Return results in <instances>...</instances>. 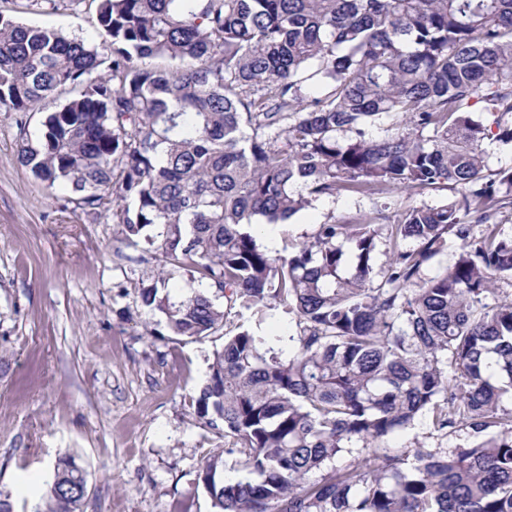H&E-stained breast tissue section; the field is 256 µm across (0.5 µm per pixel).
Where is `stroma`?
<instances>
[{"label":"stroma","instance_id":"35a3bbf8","mask_svg":"<svg viewBox=\"0 0 512 512\" xmlns=\"http://www.w3.org/2000/svg\"><path fill=\"white\" fill-rule=\"evenodd\" d=\"M98 0H0V13L67 35L97 28ZM41 113L0 112V501L35 512L56 460L84 470L80 512H213L199 481L224 449L193 403L222 336L165 335L137 282L156 261L111 214L64 209L16 161ZM380 199L339 195L297 213L279 238L291 253L330 217Z\"/></svg>","mask_w":512,"mask_h":512}]
</instances>
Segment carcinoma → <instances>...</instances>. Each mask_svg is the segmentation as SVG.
Returning <instances> with one entry per match:
<instances>
[{
	"instance_id": "1",
	"label": "carcinoma",
	"mask_w": 512,
	"mask_h": 512,
	"mask_svg": "<svg viewBox=\"0 0 512 512\" xmlns=\"http://www.w3.org/2000/svg\"><path fill=\"white\" fill-rule=\"evenodd\" d=\"M97 21L68 37L0 14V112L50 106L19 162L154 249L139 297L170 335L295 315L213 352L195 411L232 443L200 474L214 512H512V168L485 173L483 149L512 145V0H98ZM437 185L442 205L332 216L287 255L251 231ZM177 274L198 288L171 294ZM422 416L467 439L389 446ZM86 494L61 458L42 512ZM272 306H274V304ZM269 314V318L261 325L263 332H276L279 334L292 333L295 323L294 314H288L287 311L278 304L269 311Z\"/></svg>"
}]
</instances>
